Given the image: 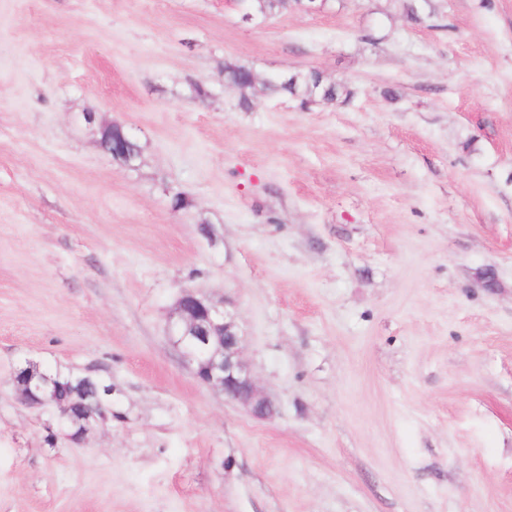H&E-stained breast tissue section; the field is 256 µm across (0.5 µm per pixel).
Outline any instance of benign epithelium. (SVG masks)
<instances>
[{
	"mask_svg": "<svg viewBox=\"0 0 512 512\" xmlns=\"http://www.w3.org/2000/svg\"><path fill=\"white\" fill-rule=\"evenodd\" d=\"M167 336L201 383L222 391L225 399L245 407L257 419L276 414L275 402L258 387L243 358L244 336L226 303H216L191 287L182 288L168 317ZM37 373L38 365L33 363L14 371L18 399L31 408H52L61 421L80 425L81 436L70 441L82 443L92 426L112 419V385L104 380L86 376L103 403L101 413L90 417L81 394L74 392L61 398L41 388Z\"/></svg>",
	"mask_w": 512,
	"mask_h": 512,
	"instance_id": "1",
	"label": "benign epithelium"
}]
</instances>
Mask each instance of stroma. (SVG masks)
Here are the masks:
<instances>
[{"instance_id": "obj_1", "label": "stroma", "mask_w": 512, "mask_h": 512, "mask_svg": "<svg viewBox=\"0 0 512 512\" xmlns=\"http://www.w3.org/2000/svg\"><path fill=\"white\" fill-rule=\"evenodd\" d=\"M404 2L0 0V512H512V0ZM228 61L349 96L246 112ZM186 286L273 419L169 343ZM29 361L111 423L71 443ZM244 2L243 18L246 21L262 22L284 13L308 12L315 7L311 0H242ZM120 129L121 132L116 131L113 133L112 131H109L101 134L100 139H102L103 150L110 154L114 161L115 154L118 153H132L137 159L141 153V147L139 143L131 136H129V134L124 130L122 126ZM38 365L28 363L26 366L17 368L13 374V384L18 399L31 408H53L59 413L62 422L78 424L81 429V437L68 438L73 443H82L88 430L94 425H103L107 421L112 420V385L108 384L100 378L91 375L83 376L94 389L95 393L102 396L103 409L98 417H90L85 412L84 400L80 393H71L69 398H60L56 392L65 393L76 385V378L70 374H64L57 370L53 371L47 368L39 373L48 379L49 392L41 388L40 381L36 378L38 373Z\"/></svg>"}]
</instances>
